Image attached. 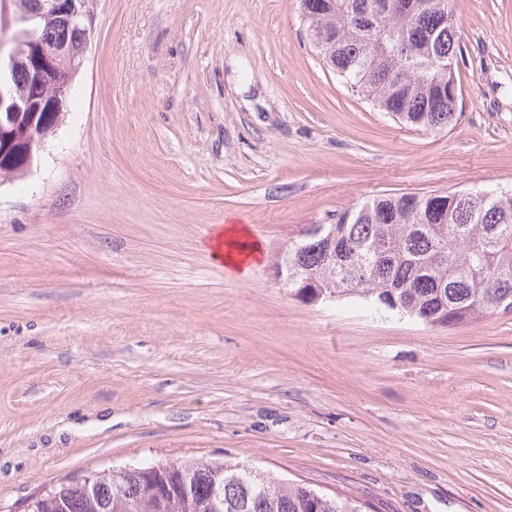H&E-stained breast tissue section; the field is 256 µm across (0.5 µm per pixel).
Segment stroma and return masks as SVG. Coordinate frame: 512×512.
<instances>
[{"label":"stroma","instance_id":"1","mask_svg":"<svg viewBox=\"0 0 512 512\" xmlns=\"http://www.w3.org/2000/svg\"><path fill=\"white\" fill-rule=\"evenodd\" d=\"M69 112L0 182V512L144 462H238L372 512H512V313L309 303L274 265L383 196L512 189V0H455L458 120L414 129L298 0H94ZM241 224L260 262L206 246Z\"/></svg>","mask_w":512,"mask_h":512}]
</instances>
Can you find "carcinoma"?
Here are the masks:
<instances>
[{
  "mask_svg": "<svg viewBox=\"0 0 512 512\" xmlns=\"http://www.w3.org/2000/svg\"><path fill=\"white\" fill-rule=\"evenodd\" d=\"M31 16L26 41L13 43L19 64L14 94L41 104L32 137L0 141V178H18L29 152L54 135L68 104L57 105L66 62L56 76L35 79L43 66L40 42L53 41L80 56L83 27L62 19L45 24V0H19ZM308 36L350 88L399 122L426 130L456 119L448 80L457 79V23L453 0H300ZM288 286L306 297L354 298L377 306L395 298L398 313L430 325H456L512 304V189L402 194L376 198L336 216V223L283 258ZM190 479L191 498L142 492L134 471L99 473L94 484L66 479L37 500L34 512H361L352 497L328 496L310 486L251 474L231 462H174Z\"/></svg>",
  "mask_w": 512,
  "mask_h": 512,
  "instance_id": "cac0c4a2",
  "label": "carcinoma"
}]
</instances>
